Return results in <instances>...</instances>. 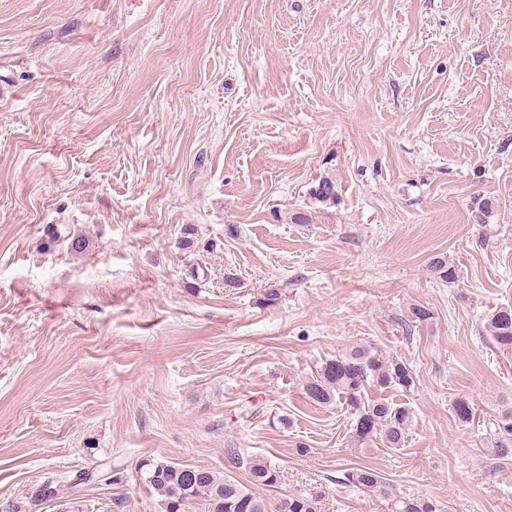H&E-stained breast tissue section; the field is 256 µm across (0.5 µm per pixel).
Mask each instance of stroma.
I'll return each instance as SVG.
<instances>
[{"mask_svg": "<svg viewBox=\"0 0 512 512\" xmlns=\"http://www.w3.org/2000/svg\"><path fill=\"white\" fill-rule=\"evenodd\" d=\"M500 307L512 0H0V507L93 467L124 481L40 512H162L145 461L247 483L231 447L278 468L270 503L387 512L341 482L368 464L445 512H512ZM355 345L412 369L387 394L413 413L401 447L357 446L344 401L302 393ZM487 328L495 344L512 348V308L495 310L487 319ZM321 497V491L308 490L283 499L277 505V509L287 512L289 503L290 509L288 512H317Z\"/></svg>", "mask_w": 512, "mask_h": 512, "instance_id": "1", "label": "stroma"}]
</instances>
